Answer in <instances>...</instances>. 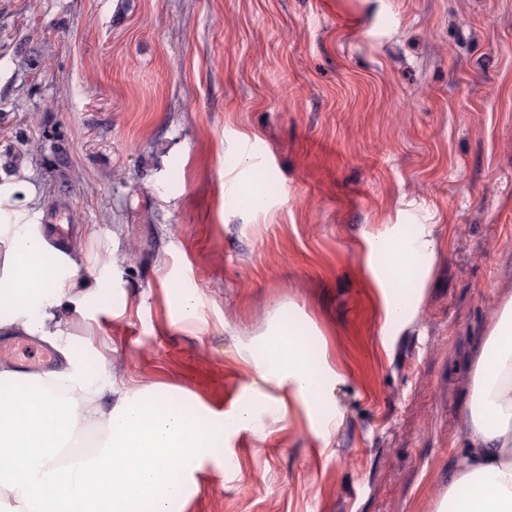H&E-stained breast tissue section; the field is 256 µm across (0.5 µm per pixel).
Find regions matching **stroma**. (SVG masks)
<instances>
[{
  "label": "stroma",
  "mask_w": 512,
  "mask_h": 512,
  "mask_svg": "<svg viewBox=\"0 0 512 512\" xmlns=\"http://www.w3.org/2000/svg\"><path fill=\"white\" fill-rule=\"evenodd\" d=\"M249 136L259 210L224 168ZM23 174L103 289L71 323L90 370L206 412L273 398L181 512H437L512 300V0H0V176ZM417 229L391 324L367 243ZM275 321L311 332L334 426L261 377ZM415 305V295L412 291L403 292L386 302V320L401 324L407 318Z\"/></svg>",
  "instance_id": "obj_1"
}]
</instances>
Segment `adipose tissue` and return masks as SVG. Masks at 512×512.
Returning a JSON list of instances; mask_svg holds the SVG:
<instances>
[{"mask_svg":"<svg viewBox=\"0 0 512 512\" xmlns=\"http://www.w3.org/2000/svg\"><path fill=\"white\" fill-rule=\"evenodd\" d=\"M38 188L18 177L0 180V333L35 336L65 359V369L35 378L0 369V504L10 512H177L187 479L225 437L251 430L271 398L252 389L248 409L201 419L199 411L157 399L134 398L90 372L70 331L64 304L83 309L95 289H81L80 268L49 276L45 242L35 231ZM434 249L425 234L367 244L369 256H390L396 275H414ZM259 361L265 380L291 390L315 409L320 374L282 325H275ZM116 397L104 410L105 395ZM37 404L39 413L27 412ZM103 429L91 451L66 455L77 432ZM448 505L438 512H512V301L485 336L472 370L464 445L456 454Z\"/></svg>","mask_w":512,"mask_h":512,"instance_id":"obj_1","label":"adipose tissue"}]
</instances>
